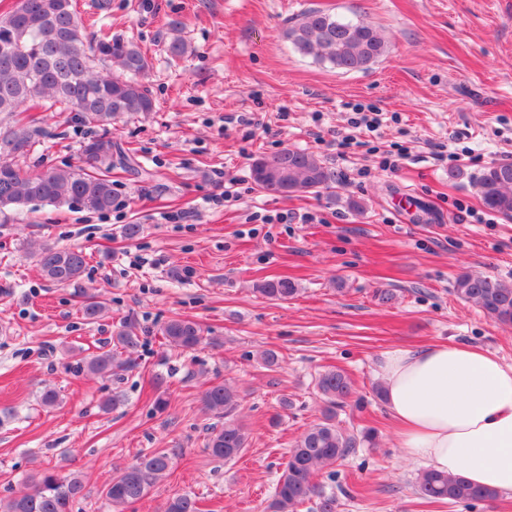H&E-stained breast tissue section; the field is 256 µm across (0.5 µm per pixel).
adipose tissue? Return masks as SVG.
Returning <instances> with one entry per match:
<instances>
[{
	"instance_id": "adipose-tissue-1",
	"label": "adipose tissue",
	"mask_w": 512,
	"mask_h": 512,
	"mask_svg": "<svg viewBox=\"0 0 512 512\" xmlns=\"http://www.w3.org/2000/svg\"><path fill=\"white\" fill-rule=\"evenodd\" d=\"M408 457L512 494V365L468 345L385 351L379 365Z\"/></svg>"
}]
</instances>
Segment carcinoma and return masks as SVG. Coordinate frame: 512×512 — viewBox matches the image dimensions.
Wrapping results in <instances>:
<instances>
[{
    "instance_id": "obj_1",
    "label": "carcinoma",
    "mask_w": 512,
    "mask_h": 512,
    "mask_svg": "<svg viewBox=\"0 0 512 512\" xmlns=\"http://www.w3.org/2000/svg\"><path fill=\"white\" fill-rule=\"evenodd\" d=\"M175 36L166 51L184 59L192 49L180 35L181 23L172 21ZM284 37L304 56L329 63L344 71L367 68L382 57L387 44L382 34L362 20H349L320 9H307L289 25ZM112 60L123 74L95 69L98 61ZM149 70L146 55L134 43L102 38L95 43L85 35V22L73 0H17L15 7L0 14V213L21 212L39 201L55 207L71 206L75 198L86 201L88 210L112 209L116 193L110 179L112 167L134 168V160L104 133L81 146L75 165L27 170L20 161L43 145L47 131L32 119L17 118L34 107L72 112L82 124L105 126L121 114H147L154 101L141 78ZM251 174L258 186L272 196L330 191L334 172L316 154L283 149L254 160ZM483 204L491 211L512 218V162L486 168L474 182ZM37 265L43 277L56 285L79 280L87 266V255L75 247L45 243L39 248ZM265 297L286 301L298 288L280 278L258 286ZM458 298L478 304L501 324L512 325V284L497 277L463 273L452 288ZM170 345L193 349L203 343L202 328L189 319H172L160 328ZM140 337L132 323L113 330L112 348L83 360L94 375L111 376L128 369ZM317 389L323 407L318 422L309 426L288 450V461L278 477L263 512H297L303 503L315 500L316 512H336V494L317 482L319 473L336 464L360 443L370 439L343 429L336 418L354 394L353 383L344 372L329 370L318 377ZM240 395L224 383L210 387L203 396L207 411L224 420L211 428L207 448L215 458L236 459L248 446L245 426L235 418ZM165 451L138 456L116 472L103 491L113 512L146 496L172 468ZM30 490L0 503V512H71L82 496L83 482L77 475L64 477L51 470L30 478ZM420 496L432 502H493L499 493L471 486L459 476L435 469L421 471L416 478ZM164 512H200L188 493L170 498Z\"/></svg>"
}]
</instances>
